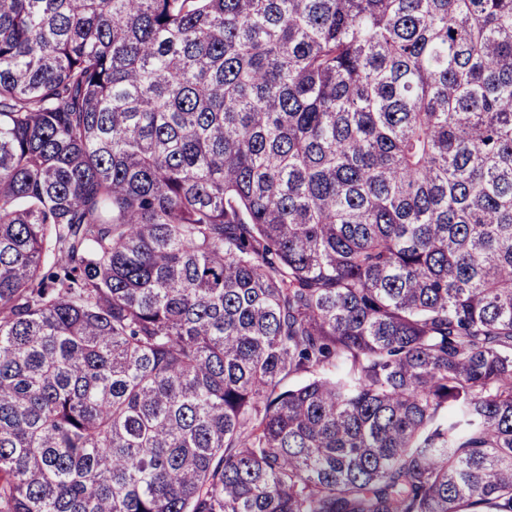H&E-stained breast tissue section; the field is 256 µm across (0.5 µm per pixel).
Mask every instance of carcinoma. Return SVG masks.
Returning <instances> with one entry per match:
<instances>
[{
    "label": "carcinoma",
    "mask_w": 512,
    "mask_h": 512,
    "mask_svg": "<svg viewBox=\"0 0 512 512\" xmlns=\"http://www.w3.org/2000/svg\"><path fill=\"white\" fill-rule=\"evenodd\" d=\"M0 512H512V0H0Z\"/></svg>",
    "instance_id": "cac0c4a2"
}]
</instances>
